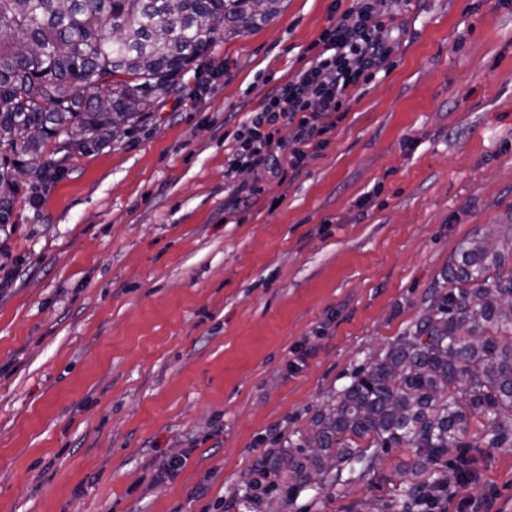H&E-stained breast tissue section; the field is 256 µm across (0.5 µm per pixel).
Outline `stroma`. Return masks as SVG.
<instances>
[{
	"mask_svg": "<svg viewBox=\"0 0 512 512\" xmlns=\"http://www.w3.org/2000/svg\"><path fill=\"white\" fill-rule=\"evenodd\" d=\"M354 0H282L203 75L0 226V512H395L412 448L295 489L251 482L422 314L460 244L512 224V6L378 0L390 70L299 173L224 175L251 111ZM442 494L512 512L474 434ZM176 471L161 470L163 461Z\"/></svg>",
	"mask_w": 512,
	"mask_h": 512,
	"instance_id": "35a3bbf8",
	"label": "stroma"
}]
</instances>
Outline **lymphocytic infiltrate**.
I'll use <instances>...</instances> for the list:
<instances>
[{
    "mask_svg": "<svg viewBox=\"0 0 512 512\" xmlns=\"http://www.w3.org/2000/svg\"><path fill=\"white\" fill-rule=\"evenodd\" d=\"M391 31L374 0H357L321 33L304 66L243 124L225 164L226 176L235 178L243 170L258 178L298 171L307 149L321 148V135L336 125L361 80L386 71Z\"/></svg>",
    "mask_w": 512,
    "mask_h": 512,
    "instance_id": "lymphocytic-infiltrate-1",
    "label": "lymphocytic infiltrate"
}]
</instances>
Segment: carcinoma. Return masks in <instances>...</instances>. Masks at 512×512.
<instances>
[{
  "label": "carcinoma",
  "mask_w": 512,
  "mask_h": 512,
  "mask_svg": "<svg viewBox=\"0 0 512 512\" xmlns=\"http://www.w3.org/2000/svg\"><path fill=\"white\" fill-rule=\"evenodd\" d=\"M281 0H0V150L19 148L40 188L48 139L90 132L85 152L135 124L180 87L216 36L271 21ZM40 137L28 134L31 126ZM512 224L467 239L417 322L299 433L258 476L298 486L370 468L389 448L417 449L420 473L486 422L488 444L512 446Z\"/></svg>",
  "instance_id": "carcinoma-1"
}]
</instances>
